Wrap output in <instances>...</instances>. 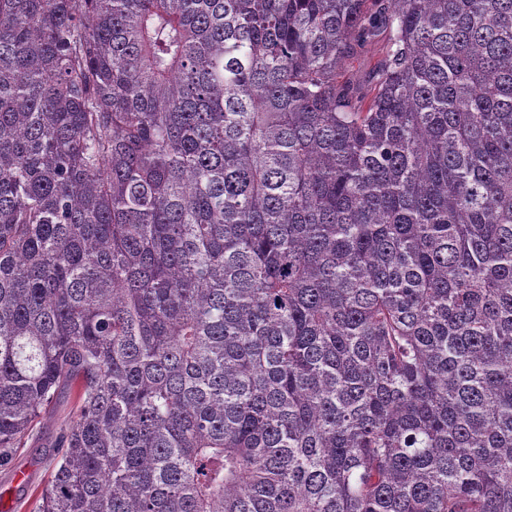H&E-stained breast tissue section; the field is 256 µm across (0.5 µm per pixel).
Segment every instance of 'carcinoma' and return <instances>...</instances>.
Returning <instances> with one entry per match:
<instances>
[{"label":"carcinoma","mask_w":512,"mask_h":512,"mask_svg":"<svg viewBox=\"0 0 512 512\" xmlns=\"http://www.w3.org/2000/svg\"><path fill=\"white\" fill-rule=\"evenodd\" d=\"M62 392L35 512H512V0H0V463ZM385 35L381 32L372 42L358 46L353 55L343 63V68L353 74L360 84H365L381 57Z\"/></svg>","instance_id":"1"}]
</instances>
